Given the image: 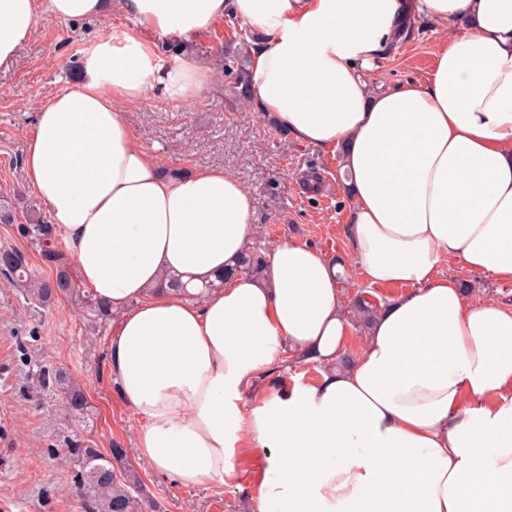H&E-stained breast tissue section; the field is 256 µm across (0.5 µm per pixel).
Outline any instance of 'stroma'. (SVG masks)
Instances as JSON below:
<instances>
[{
  "label": "stroma",
  "instance_id": "stroma-1",
  "mask_svg": "<svg viewBox=\"0 0 512 512\" xmlns=\"http://www.w3.org/2000/svg\"><path fill=\"white\" fill-rule=\"evenodd\" d=\"M134 26V18L119 11L78 23L43 17L16 59L0 66V197L14 202L19 219L44 208L23 167L39 104L82 81V52L100 34ZM244 28L229 16L198 36L195 56L217 76L195 102L157 87L127 105L123 118L168 169L220 164L234 174L255 201V243L267 248L296 239L354 263L339 155L299 143L270 117L224 97L220 49ZM412 28L408 40L391 46L367 71L372 89L422 79L432 70L441 34L420 20ZM312 169L323 177L316 192L304 185ZM112 327V320L93 317L83 294L61 297L47 308L28 306L0 276V512H84L73 492L76 471L66 448L76 436L104 451L115 443L129 449L130 464L167 512H259V483L249 458L235 461L241 482L186 487L135 453L139 423L118 403L109 379ZM43 369L66 370L84 385L88 416L72 414L58 387L41 385Z\"/></svg>",
  "mask_w": 512,
  "mask_h": 512
}]
</instances>
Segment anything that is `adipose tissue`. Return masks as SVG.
I'll use <instances>...</instances> for the list:
<instances>
[{"mask_svg": "<svg viewBox=\"0 0 512 512\" xmlns=\"http://www.w3.org/2000/svg\"><path fill=\"white\" fill-rule=\"evenodd\" d=\"M115 7L136 29L100 35L84 80L40 106L24 168L81 283L118 317L110 375L140 458L213 485L248 451L260 512H512V303L471 305L440 272L512 284V0H0V65L38 19ZM230 15L264 34L253 109L342 152L356 267L404 288L344 370L355 325L339 266L284 239L262 278L225 276L252 242L253 197L220 165L170 175L121 116L158 85L194 102L210 71L188 53L163 67L152 38L189 43ZM411 17L444 34L432 71L371 90L363 70ZM290 355L320 378L265 386Z\"/></svg>", "mask_w": 512, "mask_h": 512, "instance_id": "1", "label": "adipose tissue"}]
</instances>
